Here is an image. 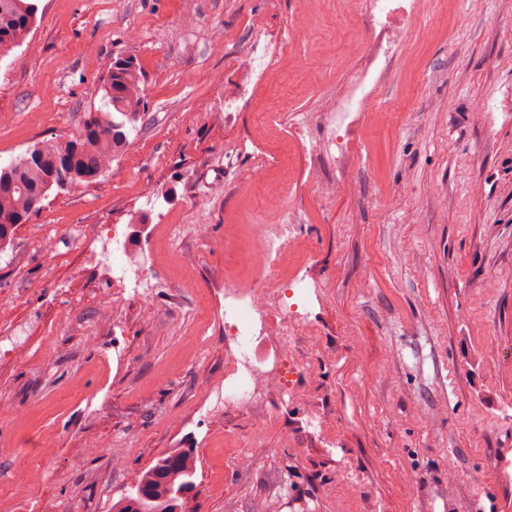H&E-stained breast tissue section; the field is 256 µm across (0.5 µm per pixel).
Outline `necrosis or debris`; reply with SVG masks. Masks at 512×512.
Instances as JSON below:
<instances>
[{
    "instance_id": "4bbe7bcc",
    "label": "necrosis or debris",
    "mask_w": 512,
    "mask_h": 512,
    "mask_svg": "<svg viewBox=\"0 0 512 512\" xmlns=\"http://www.w3.org/2000/svg\"><path fill=\"white\" fill-rule=\"evenodd\" d=\"M400 31L385 27L372 30V39L363 52L362 76L382 66H393L399 57ZM290 224H254L251 265L261 285L244 288L235 283L224 290V323L232 332L233 347L224 357V389L215 396L216 405L227 410H250L268 399V386L285 371V355L302 324L301 316L317 289L304 279L287 281L273 252L293 242ZM106 268L114 281L150 290L153 260L129 247L121 230H113L105 243Z\"/></svg>"
}]
</instances>
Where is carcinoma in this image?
<instances>
[{
  "label": "carcinoma",
  "instance_id": "1",
  "mask_svg": "<svg viewBox=\"0 0 512 512\" xmlns=\"http://www.w3.org/2000/svg\"><path fill=\"white\" fill-rule=\"evenodd\" d=\"M37 0H0V57L22 44L37 21ZM103 106L85 114L81 131L45 141L0 165V251L18 225L38 211L54 188L94 183L128 144L126 124L135 121L144 89L136 61L110 67ZM197 450L174 448L140 471L131 492L112 503L111 512H185L182 493L195 486Z\"/></svg>",
  "mask_w": 512,
  "mask_h": 512
}]
</instances>
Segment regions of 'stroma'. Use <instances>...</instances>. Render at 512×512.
Instances as JSON below:
<instances>
[{"label":"stroma","mask_w":512,"mask_h":512,"mask_svg":"<svg viewBox=\"0 0 512 512\" xmlns=\"http://www.w3.org/2000/svg\"><path fill=\"white\" fill-rule=\"evenodd\" d=\"M38 5L0 57L1 160L77 134L114 59L145 96L111 170L0 252V512H111L173 448L199 456L185 512H512V0L421 6L403 65L362 83L364 0ZM269 38L287 56L250 75ZM353 91L370 109L335 162L323 115ZM292 214L278 264L318 294L269 426L209 394L224 281L256 282L247 227ZM114 224L151 251L149 302L96 264Z\"/></svg>","instance_id":"35a3bbf8"}]
</instances>
